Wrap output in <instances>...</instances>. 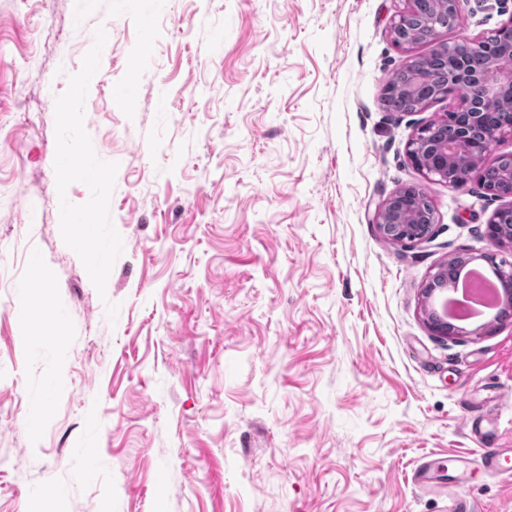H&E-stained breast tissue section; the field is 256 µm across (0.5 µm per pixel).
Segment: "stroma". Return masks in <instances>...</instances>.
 Here are the masks:
<instances>
[{
  "label": "stroma",
  "mask_w": 512,
  "mask_h": 512,
  "mask_svg": "<svg viewBox=\"0 0 512 512\" xmlns=\"http://www.w3.org/2000/svg\"><path fill=\"white\" fill-rule=\"evenodd\" d=\"M406 5L0 0V512H441L421 459L478 458L477 418L512 448V319L440 336L424 295L448 259L483 264L512 199L409 162L455 98L383 92L512 0H464L408 52ZM77 146L96 177L64 167ZM407 186L435 224L394 242L376 210ZM466 491L512 512V475ZM415 15L410 10V7L394 17L391 23L390 32L393 42L396 46L404 47L406 45H412L414 39H421L422 41H431L436 34V27L426 25L425 27L414 28ZM407 31L408 35L402 37L401 34ZM439 472L431 461H423L414 470L412 482L426 494H442V485L438 482Z\"/></svg>",
  "instance_id": "stroma-1"
}]
</instances>
